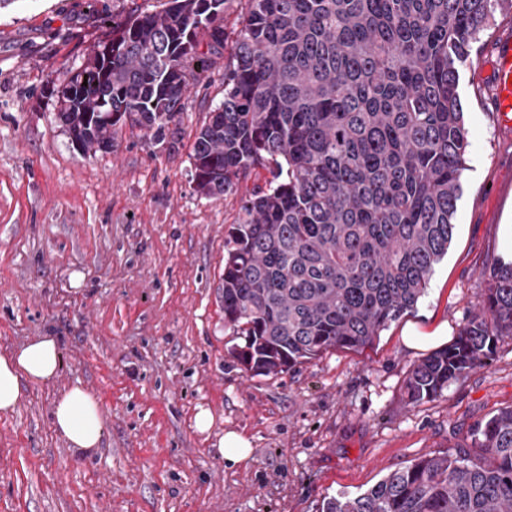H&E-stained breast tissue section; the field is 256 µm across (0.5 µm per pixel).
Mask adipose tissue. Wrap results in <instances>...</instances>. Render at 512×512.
<instances>
[{
  "label": "adipose tissue",
  "mask_w": 512,
  "mask_h": 512,
  "mask_svg": "<svg viewBox=\"0 0 512 512\" xmlns=\"http://www.w3.org/2000/svg\"><path fill=\"white\" fill-rule=\"evenodd\" d=\"M61 367L59 341L40 336L12 355L0 354V413L14 411L21 399L24 382H49ZM53 426L76 451L96 452L104 437V423L97 399L81 385L59 392L53 409Z\"/></svg>",
  "instance_id": "obj_1"
}]
</instances>
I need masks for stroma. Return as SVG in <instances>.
<instances>
[{
  "label": "stroma",
  "mask_w": 512,
  "mask_h": 512,
  "mask_svg": "<svg viewBox=\"0 0 512 512\" xmlns=\"http://www.w3.org/2000/svg\"><path fill=\"white\" fill-rule=\"evenodd\" d=\"M164 0H12L0 8V353L57 337L62 369L26 383L0 414V512H318L411 461L472 445L477 425L512 406V338L483 367L419 404L404 397L430 347L406 330L456 335L499 256L512 208V129L494 100L495 48L512 12L461 71L469 131L463 193L447 256L416 308L371 347L331 350L276 377L230 355L224 238L243 194L199 196L190 154L224 66L195 69L164 144L119 128L83 153L56 118L62 88L114 15ZM85 387L105 423L101 448L71 450L54 430L58 393ZM211 412L209 431L195 427ZM236 430L249 459L226 465L214 444Z\"/></svg>",
  "instance_id": "obj_1"
}]
</instances>
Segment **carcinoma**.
Instances as JSON below:
<instances>
[{"mask_svg":"<svg viewBox=\"0 0 512 512\" xmlns=\"http://www.w3.org/2000/svg\"><path fill=\"white\" fill-rule=\"evenodd\" d=\"M228 2L168 0L112 20L58 97L72 145L108 150L123 125L164 143L190 64L223 47ZM244 2L224 101L192 146V181L215 198L269 174L224 238V329L243 340L231 354L246 371L278 376L373 345L425 295L466 170L459 65L512 0ZM505 337L512 262L500 261L455 341L410 369L407 400L438 399ZM474 447L418 458L321 512H512V407L479 424Z\"/></svg>","mask_w":512,"mask_h":512,"instance_id":"obj_1","label":"carcinoma"}]
</instances>
